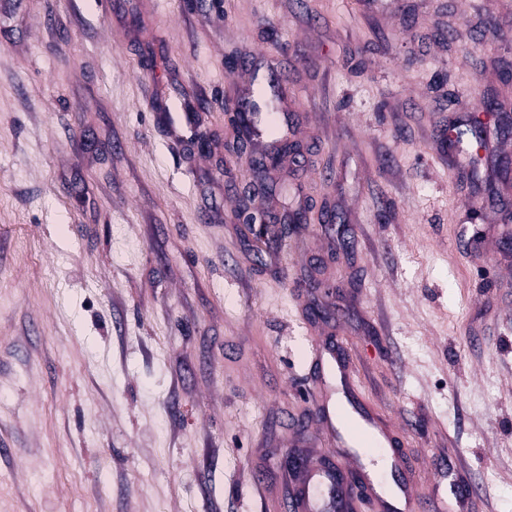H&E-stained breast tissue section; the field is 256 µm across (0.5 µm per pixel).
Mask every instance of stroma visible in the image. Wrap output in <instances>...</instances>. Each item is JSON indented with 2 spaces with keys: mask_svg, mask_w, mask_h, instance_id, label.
I'll return each instance as SVG.
<instances>
[{
  "mask_svg": "<svg viewBox=\"0 0 512 512\" xmlns=\"http://www.w3.org/2000/svg\"><path fill=\"white\" fill-rule=\"evenodd\" d=\"M396 2L0 0V512H278L330 337L414 501L437 461L512 512V125L440 137L512 109V14ZM254 72L312 206L272 243L236 219Z\"/></svg>",
  "mask_w": 512,
  "mask_h": 512,
  "instance_id": "1",
  "label": "stroma"
}]
</instances>
